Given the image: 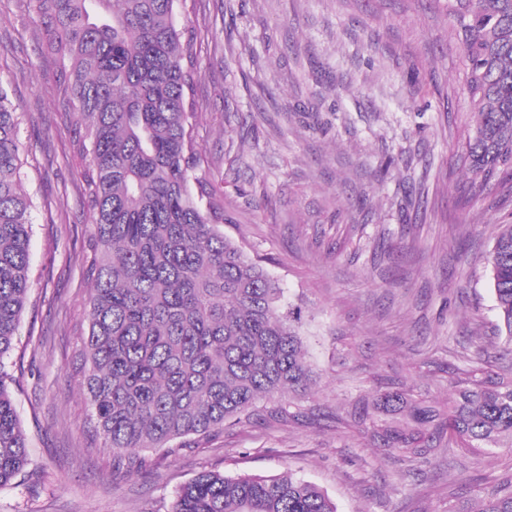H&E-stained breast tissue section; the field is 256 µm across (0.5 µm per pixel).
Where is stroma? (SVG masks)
Returning a JSON list of instances; mask_svg holds the SVG:
<instances>
[{
  "instance_id": "stroma-1",
  "label": "stroma",
  "mask_w": 512,
  "mask_h": 512,
  "mask_svg": "<svg viewBox=\"0 0 512 512\" xmlns=\"http://www.w3.org/2000/svg\"><path fill=\"white\" fill-rule=\"evenodd\" d=\"M450 0H184L195 34L199 175L225 236L301 311L316 382L290 418L245 420L114 471L82 396L91 298L85 164L32 0H0V83L21 115L33 199L30 291L10 388L31 463L0 512H170L202 469L314 482L338 512H474L512 448L421 462L373 448L346 412L401 388L447 402L449 367L506 365L487 258L512 185L468 191L474 123Z\"/></svg>"
}]
</instances>
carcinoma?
<instances>
[{
  "label": "carcinoma",
  "mask_w": 512,
  "mask_h": 512,
  "mask_svg": "<svg viewBox=\"0 0 512 512\" xmlns=\"http://www.w3.org/2000/svg\"><path fill=\"white\" fill-rule=\"evenodd\" d=\"M45 51L72 96L74 150L92 210V295L84 395L114 466L183 448L224 430L263 398L314 381L299 319L265 269L224 237L220 189L198 176L191 91L193 40L181 0H34ZM475 123L465 146L469 188L512 182V0H452ZM18 113L0 84V489L29 465L11 391V352L29 289L31 199L20 177ZM499 332L512 353V224L488 259ZM441 410L401 390L361 397L351 411L382 451L427 458L450 441L479 455L512 448V371L460 369ZM171 512H337L318 486L284 473L204 469ZM476 512H512V475L483 489Z\"/></svg>",
  "instance_id": "obj_1"
}]
</instances>
